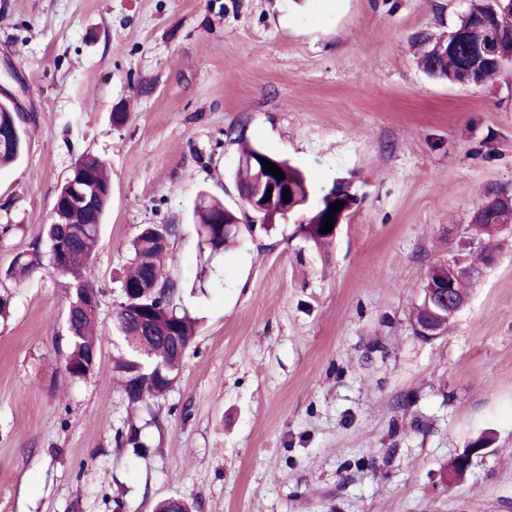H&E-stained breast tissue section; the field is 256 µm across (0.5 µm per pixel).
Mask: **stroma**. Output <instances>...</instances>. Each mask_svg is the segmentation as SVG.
Returning <instances> with one entry per match:
<instances>
[{
	"mask_svg": "<svg viewBox=\"0 0 512 512\" xmlns=\"http://www.w3.org/2000/svg\"><path fill=\"white\" fill-rule=\"evenodd\" d=\"M470 0H0V87L32 119L0 168V270L45 244L57 189L85 153L112 206L93 266L104 336L64 371L67 281L8 286L0 322V512H512V237L478 265L445 333L415 331L428 270L466 252L491 193L512 196V65L481 85L418 64ZM126 113L125 122L113 120ZM357 202L319 249L297 223L255 228L193 287L200 192L242 205L237 134ZM174 224L166 269L198 320L145 428L113 371L129 243ZM480 438L465 477L449 462ZM468 453V452H467ZM115 443L117 448H122L135 457H141L148 448L147 442L142 438L141 430L136 428L133 420H130L127 427L116 430Z\"/></svg>",
	"mask_w": 512,
	"mask_h": 512,
	"instance_id": "1",
	"label": "stroma"
}]
</instances>
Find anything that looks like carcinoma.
Returning <instances> with one entry per match:
<instances>
[{"mask_svg":"<svg viewBox=\"0 0 512 512\" xmlns=\"http://www.w3.org/2000/svg\"><path fill=\"white\" fill-rule=\"evenodd\" d=\"M474 19L486 20L494 29L506 34L512 32V14L493 15L491 0H471L468 12L461 16L456 28L466 29ZM423 42L430 44V47L420 57V64L427 72L450 83L469 81L482 85L502 70V65L491 63L471 72L466 69L468 46L462 45L455 51L438 56V42L431 41L428 36L423 38ZM29 120L30 116L17 111V106L0 101V165L11 164L20 158L24 147L23 124ZM75 166L76 169L68 173L58 189L62 196L69 197V224L64 226L62 243L73 251L74 259L61 267L56 265L54 247L42 252L34 246L13 257L3 271L4 279L20 281L33 270L45 266L51 273L69 279L76 287L94 289L93 283L86 277V271L92 265L100 228L109 207L92 215L82 202L85 196L105 192L111 186V180L107 164L95 155L82 156ZM280 169L285 174L282 183L295 190L296 213L301 219L302 233L318 246L330 243L332 238L320 233L319 223L327 211L328 197L336 193L348 196V187H333L311 207L309 201L314 190L304 174L285 160L280 162ZM235 182L240 194L262 202L265 213H254L247 223L242 224L237 213L224 210L221 201L206 194L199 195L194 208V221L203 272L213 256L238 243L244 233H252L255 223L267 229L272 223L283 220L281 198L273 194L270 199H265L268 186L260 171L248 165L239 167ZM490 223L486 211H480L476 229L484 238V245L480 246L482 252L486 251L492 240ZM176 233L177 228L172 224H147L142 227L131 242V263L121 285L127 288L152 286L154 290L136 300L122 294L115 309L113 326L117 335L122 337L123 346L117 348L112 358L113 368L118 374L124 399L138 411L150 410L153 401L171 391L180 375L183 359L196 337V320L170 303L178 285L165 269L163 260L167 245L163 244L161 237L170 239ZM66 312L68 335L63 354L64 370L75 380L83 379L87 377L91 354L98 355L101 350L103 337L96 331L99 306L81 304L79 296L72 291L68 296ZM115 443L116 447L135 457L145 454L148 448L141 430L132 422L116 430Z\"/></svg>","mask_w":512,"mask_h":512,"instance_id":"1","label":"carcinoma"}]
</instances>
